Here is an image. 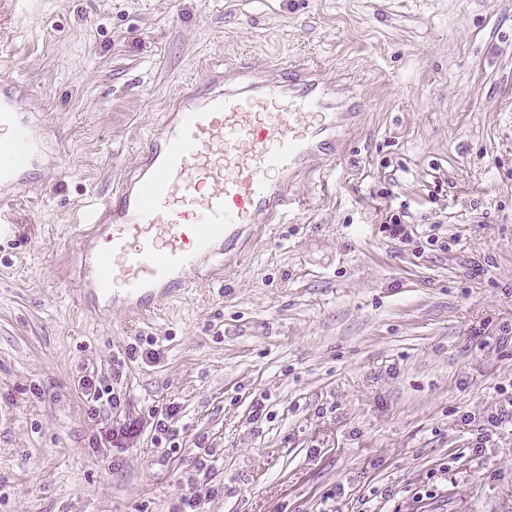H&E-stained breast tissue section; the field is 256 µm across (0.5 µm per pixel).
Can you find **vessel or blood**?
<instances>
[{
    "mask_svg": "<svg viewBox=\"0 0 512 512\" xmlns=\"http://www.w3.org/2000/svg\"><path fill=\"white\" fill-rule=\"evenodd\" d=\"M19 100L0 93V213L9 187H29L45 150ZM365 106L321 70L230 68L174 97L145 142L135 173L91 211L79 283L92 303L145 317L203 279L209 262L239 252L303 199L299 183L335 165L338 131Z\"/></svg>",
    "mask_w": 512,
    "mask_h": 512,
    "instance_id": "obj_1",
    "label": "vessel or blood"
}]
</instances>
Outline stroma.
Returning a JSON list of instances; mask_svg holds the SVG:
<instances>
[{"label":"stroma","instance_id":"35a3bbf8","mask_svg":"<svg viewBox=\"0 0 512 512\" xmlns=\"http://www.w3.org/2000/svg\"><path fill=\"white\" fill-rule=\"evenodd\" d=\"M293 62L368 98L300 211L150 320L84 301V206L170 99ZM1 79L47 148L0 236V512H174L201 441L204 512H512V423L471 451L512 397V0H0ZM139 336L157 361L123 362ZM80 386L81 394L86 399L88 404H92L89 408L92 412H98V408L104 410L107 408L112 412V408L120 407L121 400L120 396L116 395L107 387H104L101 381L94 376H82L78 381V387ZM174 410L169 407V410L166 412V414H159L157 415V412H150V418L152 419L151 422V428L154 430V437L157 442V444H162L163 439L165 441H169V449L167 448L164 452L171 450L173 445L175 444V435H171L173 429H170V425L168 422L169 418H172L174 415ZM161 415V418H160Z\"/></svg>","mask_w":512,"mask_h":512}]
</instances>
